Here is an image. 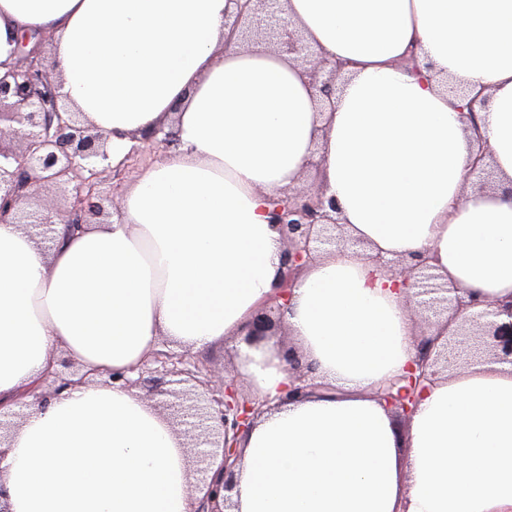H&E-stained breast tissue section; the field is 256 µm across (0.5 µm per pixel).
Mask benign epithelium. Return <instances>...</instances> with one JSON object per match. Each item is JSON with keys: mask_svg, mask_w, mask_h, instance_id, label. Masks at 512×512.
<instances>
[{"mask_svg": "<svg viewBox=\"0 0 512 512\" xmlns=\"http://www.w3.org/2000/svg\"><path fill=\"white\" fill-rule=\"evenodd\" d=\"M226 26L230 38L244 40L250 33H259L309 67L312 83L323 98L329 100L335 94L345 63L310 53L311 45L286 14L282 0H243ZM37 50L35 37L25 35L15 62L9 66L0 63V222L23 225L50 250L56 241L54 223L24 211L23 203L40 191L59 192L68 204L56 215L70 226L92 223L105 215L107 205L118 214L120 194L112 189L104 192L101 185L107 174L119 167L112 166L104 135L60 105L57 81L42 67ZM468 130L478 144L470 175L479 179V188H492L496 175L480 126L471 123ZM141 140L164 149L176 143L174 132L162 127L142 133ZM266 214L268 223L281 233L285 272L275 297L258 310L250 325L251 344L265 341L276 327L306 265L332 249L363 245L344 235L336 199L314 183L269 199ZM371 260L416 300L415 314L428 312L438 320L449 313L453 319L462 317L466 324L448 332L444 340L439 333L427 335L406 375L374 393L397 421L410 418L425 384L441 370L484 355L512 364V303L476 299L448 283L422 258L406 262L373 256ZM283 359L294 380L288 399L304 396L312 389L308 384L311 368L302 366L291 349ZM135 371V378L116 371L76 372L60 379L52 392L37 397L45 401L103 374L109 384L141 388L149 397L176 398L168 407L184 427L190 447L196 449L192 463L197 497L192 512H230L234 469L242 455L238 440L253 427L262 402L241 393L236 371L226 368L218 372L188 350L155 351ZM168 383H190L192 389L200 387L202 391L186 397L164 388Z\"/></svg>", "mask_w": 512, "mask_h": 512, "instance_id": "1", "label": "benign epithelium"}]
</instances>
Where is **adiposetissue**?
Returning a JSON list of instances; mask_svg holds the SVG:
<instances>
[{
    "mask_svg": "<svg viewBox=\"0 0 512 512\" xmlns=\"http://www.w3.org/2000/svg\"><path fill=\"white\" fill-rule=\"evenodd\" d=\"M306 40L347 64L332 106L261 40L228 39L233 0H0V63L37 32L61 100L109 136L173 125L180 144L128 187L121 216L44 251L0 223V400L25 416L4 444L10 512H189L185 439L139 390L33 387L57 354L126 371L161 339H236L266 403L232 512H512V366L438 375L406 431L373 400L416 356L402 288L350 250L307 267L281 325L316 388L290 400L277 339L241 342L282 276L267 199L322 161L346 230L385 258L430 257L477 298L512 300V0H283ZM481 94L500 179L470 188L476 145L441 82Z\"/></svg>",
    "mask_w": 512,
    "mask_h": 512,
    "instance_id": "obj_1",
    "label": "adipose tissue"
}]
</instances>
